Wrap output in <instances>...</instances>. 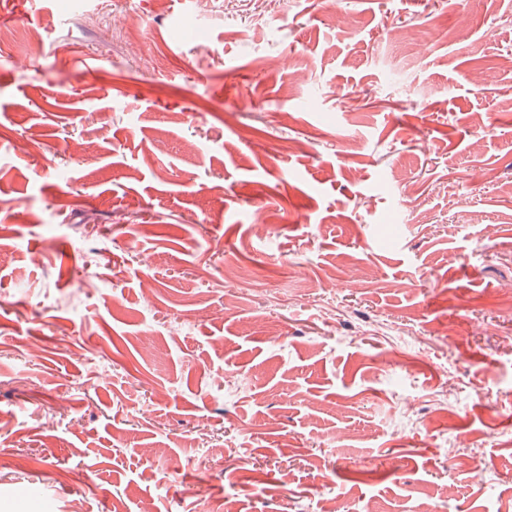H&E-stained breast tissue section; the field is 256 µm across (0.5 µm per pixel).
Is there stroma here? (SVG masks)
Returning a JSON list of instances; mask_svg holds the SVG:
<instances>
[{
	"mask_svg": "<svg viewBox=\"0 0 512 512\" xmlns=\"http://www.w3.org/2000/svg\"><path fill=\"white\" fill-rule=\"evenodd\" d=\"M52 2L0 44V512H512V0Z\"/></svg>",
	"mask_w": 512,
	"mask_h": 512,
	"instance_id": "1",
	"label": "stroma"
}]
</instances>
